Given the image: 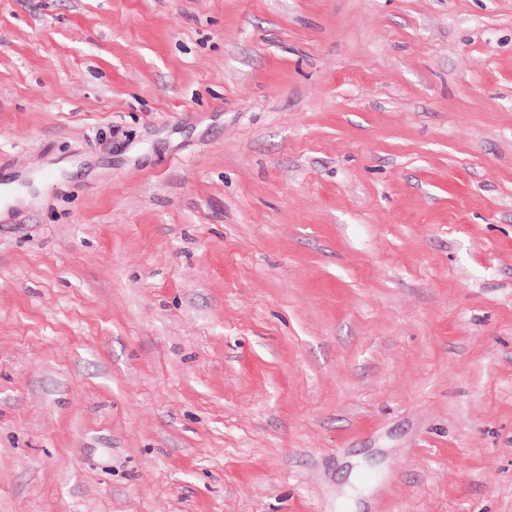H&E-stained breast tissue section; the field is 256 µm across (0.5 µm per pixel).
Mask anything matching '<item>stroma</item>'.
I'll use <instances>...</instances> for the list:
<instances>
[{
    "label": "stroma",
    "instance_id": "1",
    "mask_svg": "<svg viewBox=\"0 0 512 512\" xmlns=\"http://www.w3.org/2000/svg\"><path fill=\"white\" fill-rule=\"evenodd\" d=\"M0 512H512V0H0Z\"/></svg>",
    "mask_w": 512,
    "mask_h": 512
}]
</instances>
